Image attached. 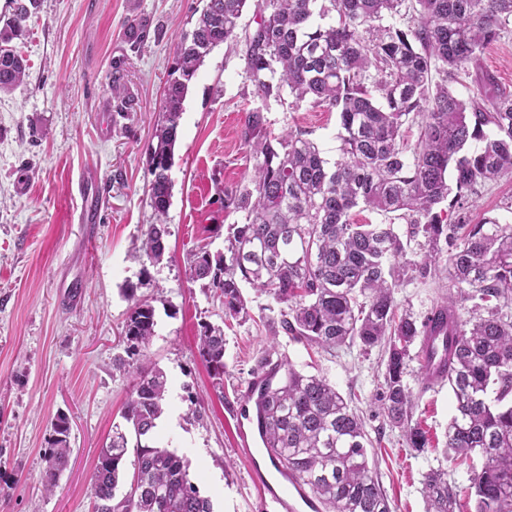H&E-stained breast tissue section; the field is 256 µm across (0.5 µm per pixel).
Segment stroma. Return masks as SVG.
<instances>
[{
	"label": "stroma",
	"mask_w": 512,
	"mask_h": 512,
	"mask_svg": "<svg viewBox=\"0 0 512 512\" xmlns=\"http://www.w3.org/2000/svg\"><path fill=\"white\" fill-rule=\"evenodd\" d=\"M206 0H40L20 49L29 77L0 92V512H92L91 475L101 448L132 386L117 367L119 336L129 303L127 283L147 279L141 298L155 310L156 334L140 364L162 368L169 379L166 410L177 415L161 443L183 456L213 512H264L261 493L238 449L250 425L237 418V400L257 357L269 344L307 374L325 377L362 418L377 446L369 465L392 512H427L424 476L447 473L460 503H471L468 474L481 457L461 461L445 443L453 414L448 386L421 387L417 357L405 363L404 383L415 398L413 419L426 432L424 450L408 448L390 425L379 397L386 356L381 348L346 344L331 352L271 336L273 300L244 287L250 316L225 320L224 303L207 281L191 277L194 253L224 250L231 224L243 213L224 210V190L249 185L254 160L240 139L248 110L260 107L274 132L308 131L336 158V113L323 107L264 101L245 72L241 49L224 43L206 57L183 106L170 171L172 198L165 254L152 262L142 232L155 220L147 149L161 119L160 102L173 53ZM146 22L149 36L130 51L129 21ZM123 59L130 105L121 109L109 88L111 65ZM484 68L512 91V21L484 51ZM27 177L18 193L17 169ZM96 180L106 205L96 242L70 218L69 193L79 175ZM512 179L480 188L472 222L494 217L512 224L502 203ZM446 276L410 274L394 291L398 309L416 319L451 291ZM224 329V383L216 385L198 354L202 324ZM201 398L190 415L192 398ZM70 420L72 456L52 495L41 479L57 415Z\"/></svg>",
	"instance_id": "stroma-1"
}]
</instances>
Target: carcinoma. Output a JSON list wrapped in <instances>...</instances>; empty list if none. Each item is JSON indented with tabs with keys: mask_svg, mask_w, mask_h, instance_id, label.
I'll return each mask as SVG.
<instances>
[{
	"mask_svg": "<svg viewBox=\"0 0 512 512\" xmlns=\"http://www.w3.org/2000/svg\"><path fill=\"white\" fill-rule=\"evenodd\" d=\"M256 27L245 33L243 57L257 94L291 106L308 103L338 114V159L329 162L302 130L272 132L260 108L246 113L240 137L254 160L253 188L224 190V209L244 213L231 224L224 254H195L192 278L207 279L224 298V319L249 315L241 284L281 305L268 318L275 333L332 351L358 342L388 351L380 399L388 422L409 447L426 448L412 423L413 394L403 383L410 346L422 326L397 313L393 293L407 270L437 275L440 259L457 288L437 305L435 324L448 323L455 349L442 382L452 394L448 449L480 471L469 477L474 512H512V224L470 223L479 188L512 177V92L480 67L487 46L512 19V0H415L417 20L397 23L405 0H207L192 31L177 43L148 165L150 206L169 209L179 121L189 84L206 56L237 38L248 2ZM38 0H9L0 27V92L28 77L27 59L12 41L28 32ZM471 79L467 97L456 92ZM112 98L126 100L120 65L112 67ZM417 122L414 144L404 126ZM456 213L445 222L436 206ZM410 217L407 239L423 236L427 251L404 260L394 224H369L354 210ZM167 234L161 224L142 232V249L158 262ZM126 289L131 305L122 330L132 357L155 336V310ZM477 299L487 315L463 320L459 303ZM199 356L218 385L224 382V331L202 325ZM134 385L122 418L91 476L94 512H212L183 457L152 438L163 414L167 376L133 367ZM261 380L241 397L253 402L262 446L282 473L299 476L326 512H392L372 477L371 441L359 415L326 378L306 375L265 350L252 371ZM135 444H130V436ZM135 459L125 476L129 450ZM70 425L52 423L42 485L49 494L68 466ZM429 512H456V494L442 470L424 479Z\"/></svg>",
	"mask_w": 512,
	"mask_h": 512,
	"instance_id": "cac0c4a2",
	"label": "carcinoma"
}]
</instances>
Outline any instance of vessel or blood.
<instances>
[{
	"mask_svg": "<svg viewBox=\"0 0 512 512\" xmlns=\"http://www.w3.org/2000/svg\"><path fill=\"white\" fill-rule=\"evenodd\" d=\"M81 208L79 220L86 227H93L98 220V212L103 199L95 188L80 184ZM242 456L248 463V473L252 482L259 488L264 499L266 512H322L319 501L308 493L297 476L291 475L278 480L272 474L268 463L256 449L245 447Z\"/></svg>",
	"mask_w": 512,
	"mask_h": 512,
	"instance_id": "vessel-or-blood-1",
	"label": "vessel or blood"
}]
</instances>
